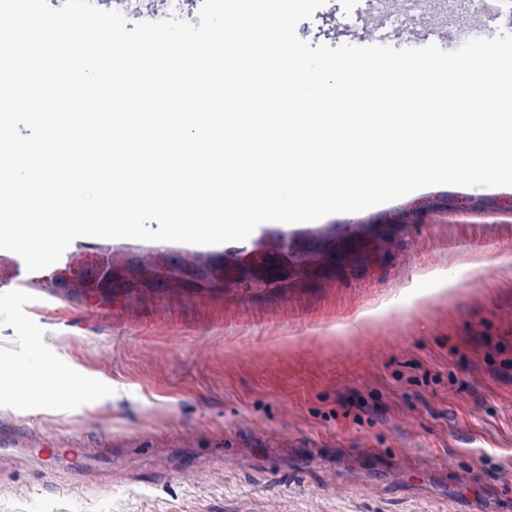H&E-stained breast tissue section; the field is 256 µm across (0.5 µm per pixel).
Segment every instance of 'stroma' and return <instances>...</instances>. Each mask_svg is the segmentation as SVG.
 Returning a JSON list of instances; mask_svg holds the SVG:
<instances>
[{
    "mask_svg": "<svg viewBox=\"0 0 512 512\" xmlns=\"http://www.w3.org/2000/svg\"><path fill=\"white\" fill-rule=\"evenodd\" d=\"M371 17L360 0H327L298 34L354 45L386 33ZM471 18L450 0L393 45L456 49L438 34ZM358 224L398 225L382 267L279 294L112 301L58 287L15 253L0 259V360L24 361L36 336L62 369L110 388L93 404L0 402V448H108L116 469L65 491L60 471L17 460L0 468V512H512L495 490L512 460V187L431 186L211 246L81 237L59 264L152 265L179 251L188 266L218 265L260 239L343 238ZM438 270L460 285L418 304ZM376 309L355 343L322 344ZM365 444L371 458L341 454Z\"/></svg>",
    "mask_w": 512,
    "mask_h": 512,
    "instance_id": "obj_1",
    "label": "stroma"
}]
</instances>
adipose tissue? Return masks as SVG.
Wrapping results in <instances>:
<instances>
[{"mask_svg": "<svg viewBox=\"0 0 512 512\" xmlns=\"http://www.w3.org/2000/svg\"><path fill=\"white\" fill-rule=\"evenodd\" d=\"M0 380L8 384L11 402L29 409L52 405L74 396L94 401L106 392L96 379L72 372L60 373L43 358L20 371L0 370Z\"/></svg>", "mask_w": 512, "mask_h": 512, "instance_id": "ef3b65f1", "label": "adipose tissue"}]
</instances>
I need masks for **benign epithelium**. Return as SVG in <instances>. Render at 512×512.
Returning a JSON list of instances; mask_svg holds the SVG:
<instances>
[{"label": "benign epithelium", "instance_id": "7a95c632", "mask_svg": "<svg viewBox=\"0 0 512 512\" xmlns=\"http://www.w3.org/2000/svg\"><path fill=\"white\" fill-rule=\"evenodd\" d=\"M387 239L382 225L376 229L364 231L352 238L330 247V251L322 252V246L315 240L306 250V255L295 258L283 237L278 243L259 242L244 258H237L224 263V271L216 280V284L224 289L250 288L267 290L272 288H290L295 282L289 280V274L296 265H307L311 273L308 280H317L336 270L356 265L367 269L380 264L384 259L381 242ZM97 278L104 282H112V289L122 287L119 270L109 264L100 263L96 266Z\"/></svg>", "mask_w": 512, "mask_h": 512}]
</instances>
